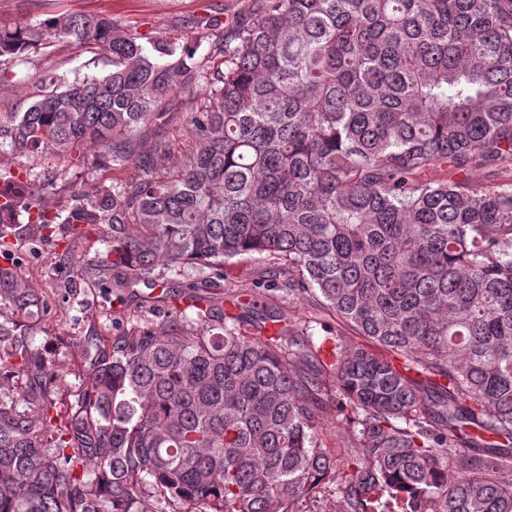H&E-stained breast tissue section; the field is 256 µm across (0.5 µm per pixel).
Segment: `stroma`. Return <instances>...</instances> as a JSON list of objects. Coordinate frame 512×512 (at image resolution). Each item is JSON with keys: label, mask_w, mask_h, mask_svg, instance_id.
Masks as SVG:
<instances>
[{"label": "stroma", "mask_w": 512, "mask_h": 512, "mask_svg": "<svg viewBox=\"0 0 512 512\" xmlns=\"http://www.w3.org/2000/svg\"><path fill=\"white\" fill-rule=\"evenodd\" d=\"M252 0H0V22L27 24L40 22L53 14L99 12L133 29L143 41L182 37L188 40L206 36L211 25L230 31L240 18L249 15ZM104 59L86 52L84 47L60 40L49 47L30 53L25 61L8 66L9 85L0 91V112L24 110L42 93L44 79L53 75L74 81L85 75L105 74ZM87 155L97 157V148L90 147ZM98 159V157H97ZM0 170L13 171L51 189L52 202L67 205L71 193L92 195L100 184L136 178L141 170L131 166L113 170L111 162L98 159L95 167L76 173L68 170L53 153L45 151L26 160L9 153L0 154ZM101 225H89L85 237L42 243L24 256L22 273L25 285L46 297L51 306V321L55 336L35 337L34 344L49 350L63 384L57 393L59 401L85 381L82 340L91 333L109 338L133 325H143L155 332L167 330L171 312L182 309V299L189 286L208 281L204 296L226 299L235 295L268 304L291 322L318 317L314 330L315 342L328 336H340L351 344L357 343L355 333L337 320L335 314L320 308L312 299H279L276 291L267 288L265 277L272 263L266 256L253 254L235 257L226 263L223 275L212 270L186 266L180 275H172L164 267H156L148 279L134 288H115L107 281L85 279L83 265L104 261L107 247L101 241ZM168 287L171 297L166 307L142 311L140 296L150 294L153 285Z\"/></svg>", "instance_id": "obj_1"}]
</instances>
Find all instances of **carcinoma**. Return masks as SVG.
<instances>
[{"mask_svg": "<svg viewBox=\"0 0 512 512\" xmlns=\"http://www.w3.org/2000/svg\"><path fill=\"white\" fill-rule=\"evenodd\" d=\"M108 72L0 113V151L137 179L76 196L68 213L0 171V512H301L325 483L345 512H512V182L483 190L423 174L512 171V0H255L209 52L145 46L99 14L0 24V65L54 40ZM192 145L176 144L178 95ZM151 149L141 153L144 138ZM81 224L107 225L114 287L163 262L221 272L276 261L273 286L309 297L363 342L310 322L186 295L175 328L83 338L85 385L53 398L45 298L12 256ZM278 328L269 336L266 323ZM350 408L352 470L318 438ZM493 436L486 440L483 435Z\"/></svg>", "mask_w": 512, "mask_h": 512, "instance_id": "obj_1", "label": "carcinoma"}]
</instances>
